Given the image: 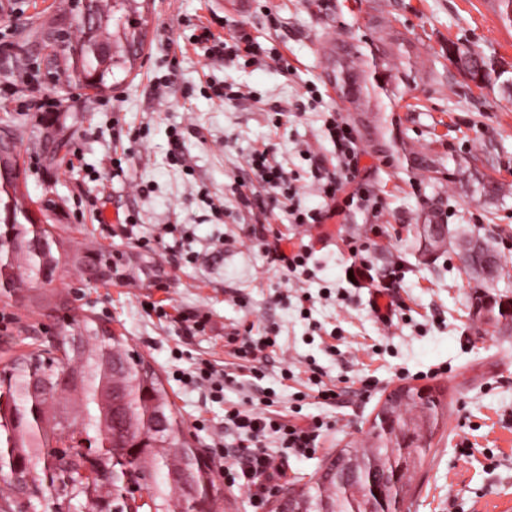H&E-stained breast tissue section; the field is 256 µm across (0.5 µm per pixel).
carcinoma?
Instances as JSON below:
<instances>
[{
  "label": "carcinoma",
  "mask_w": 512,
  "mask_h": 512,
  "mask_svg": "<svg viewBox=\"0 0 512 512\" xmlns=\"http://www.w3.org/2000/svg\"><path fill=\"white\" fill-rule=\"evenodd\" d=\"M136 0H109L97 9L90 23L76 18L73 30L84 36L86 30L116 35L117 50L98 59L83 56L77 66L71 55L63 56L60 80L84 89L103 92L110 88L114 70L129 71L145 38L146 20L130 18L138 12ZM70 12L65 2L57 6L50 19L31 26L29 36L44 34L46 28ZM357 52L341 43L329 53L330 81L340 98L359 105L367 84L356 71ZM448 60L478 88H498L512 96V75L495 65L494 59L454 41L448 42ZM374 79L386 95L396 96L398 81L409 77L400 70L404 61L392 62V53L384 48L372 56ZM472 192L486 201L498 199L502 184L480 169L468 168ZM432 220L418 226L417 235L427 252L439 249L438 238L448 228L433 231ZM43 248L31 246L33 240ZM476 250L471 266L481 269L483 282H495L500 264L488 244L475 238ZM58 241L44 227L30 220V209L17 196V185L0 177V279L11 283L12 292L39 290L52 284L50 264L58 261ZM494 319L512 320V300L493 298L489 308ZM59 357L20 356L9 369L0 372V477L8 479L12 466L30 464L35 491L50 492L44 475L55 468L59 474L79 476L84 467L82 455L73 450L58 456L68 439L84 435L94 440L101 456L99 476L93 484L80 483L70 497L67 487L55 494V512H71L72 501H84L88 493L98 491L104 481L116 487V512H191V503H212L221 488L210 477L209 466L201 454L181 439L180 425L171 408L160 376L143 357L131 356L127 339L92 324L83 318L74 321L68 335L60 341ZM68 369L77 386L64 399L57 397L56 374ZM439 397H423L411 387L409 399L399 404L394 437L378 436L371 454L355 453L357 479L367 492L362 498L341 495L344 474L307 491V512H323V498L331 500L339 512H400L399 503L407 494L406 475L423 466L429 455L439 410ZM145 473L149 501L127 503L122 494L124 469Z\"/></svg>",
  "instance_id": "obj_1"
}]
</instances>
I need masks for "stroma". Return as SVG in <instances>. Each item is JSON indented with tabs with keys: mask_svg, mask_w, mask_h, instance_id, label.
Listing matches in <instances>:
<instances>
[{
	"mask_svg": "<svg viewBox=\"0 0 512 512\" xmlns=\"http://www.w3.org/2000/svg\"><path fill=\"white\" fill-rule=\"evenodd\" d=\"M57 4L0 0V40L10 44L0 52V126L23 133L20 189L33 207L51 205L62 251L109 256L120 272L103 284L69 266L45 293L0 295L10 318L0 326V367L39 355L45 337L65 336L76 316L123 332L161 376L184 436L224 488L212 512H254L247 488L225 485L224 458L212 450L240 441L224 428L226 409L251 408L269 391L285 414L300 392L301 418L325 422L317 452L289 456L285 477L272 479L282 491L310 483L337 450L369 447V424L395 387L436 386L443 415L405 512H512V327L471 318L478 282L456 257L459 239L485 237L500 256L495 292L512 298V96L466 87L442 58L449 42L464 41L512 68V21L499 0H247L238 10L227 0H147L136 65L116 71L103 93L49 81L38 49H23L20 30ZM216 15L223 37L249 34L259 53L204 55L193 36ZM399 33L411 41L412 73L397 97L372 90L360 107L342 103L327 79L329 47L365 51ZM47 96L60 104L50 126L34 109ZM360 110L393 140L357 138L359 180L380 198L381 215L353 207L320 227L293 223L288 200L251 172L250 154L270 149L297 177L302 208L325 210L311 163L336 166L326 122H354ZM121 149L129 159L116 178ZM413 151L443 163L448 178L411 169L404 156ZM464 162L503 183L499 201L478 199L458 169ZM247 196L262 206L245 205ZM434 208L449 239L433 258L418 250L415 229ZM279 238L308 246L305 274L272 264ZM355 246L376 278L404 266L393 288L402 310L391 321L371 309L372 285L345 277ZM153 302L166 317L149 311ZM193 314L207 317L205 332L189 328ZM234 332L257 343L276 338V349L257 354L263 380L252 381L226 346ZM203 361L233 375L221 394L176 380ZM311 366L335 386V402L318 399ZM367 377L377 382L368 393Z\"/></svg>",
	"mask_w": 512,
	"mask_h": 512,
	"instance_id": "35a3bbf8",
	"label": "stroma"
}]
</instances>
